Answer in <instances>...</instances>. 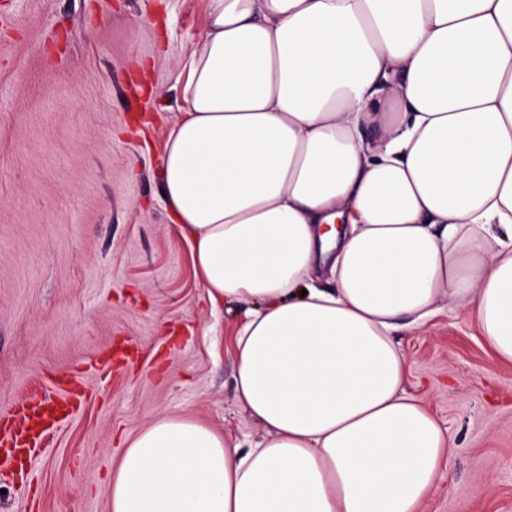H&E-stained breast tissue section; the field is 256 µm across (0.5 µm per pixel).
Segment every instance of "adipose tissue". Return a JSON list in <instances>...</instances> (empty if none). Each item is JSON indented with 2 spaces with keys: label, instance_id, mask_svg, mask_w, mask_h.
I'll return each instance as SVG.
<instances>
[{
  "label": "adipose tissue",
  "instance_id": "ef3b65f1",
  "mask_svg": "<svg viewBox=\"0 0 512 512\" xmlns=\"http://www.w3.org/2000/svg\"><path fill=\"white\" fill-rule=\"evenodd\" d=\"M181 98L164 204L211 311L251 305L266 435L160 417L109 512H420L449 436L393 331L459 309L512 362V0H206Z\"/></svg>",
  "mask_w": 512,
  "mask_h": 512
}]
</instances>
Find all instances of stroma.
<instances>
[{"label": "stroma", "instance_id": "1", "mask_svg": "<svg viewBox=\"0 0 512 512\" xmlns=\"http://www.w3.org/2000/svg\"><path fill=\"white\" fill-rule=\"evenodd\" d=\"M202 19L203 0H0V418L83 387L32 458L0 460V512H108L125 436L164 415L265 434L235 399L245 308L212 316L162 200ZM394 340L452 440L423 512H512V364L459 312Z\"/></svg>", "mask_w": 512, "mask_h": 512}]
</instances>
